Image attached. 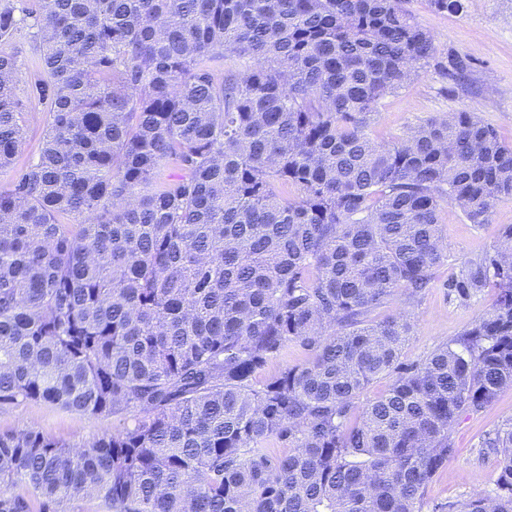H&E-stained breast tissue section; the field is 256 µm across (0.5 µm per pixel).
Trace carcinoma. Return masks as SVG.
<instances>
[{"mask_svg":"<svg viewBox=\"0 0 512 512\" xmlns=\"http://www.w3.org/2000/svg\"><path fill=\"white\" fill-rule=\"evenodd\" d=\"M407 2L0 0V171L23 28L49 115L0 192V409L132 420L0 432V512H421L454 422L512 387V225L448 279L461 303L498 290L455 340L405 364L414 317L371 315L448 259L442 205L482 225L512 196V147L471 112L373 137L427 67L466 79ZM292 342L309 358L257 380ZM479 448L496 490L445 508L512 512V421ZM131 420L105 416L68 413L43 402L0 410V432L17 429L25 424L36 425L44 433L70 443L90 439L103 430L121 429Z\"/></svg>","mask_w":512,"mask_h":512,"instance_id":"obj_1","label":"carcinoma"}]
</instances>
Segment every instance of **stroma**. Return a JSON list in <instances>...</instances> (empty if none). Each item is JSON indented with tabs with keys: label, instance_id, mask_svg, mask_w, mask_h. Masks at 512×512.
Here are the masks:
<instances>
[{
	"label": "stroma",
	"instance_id": "stroma-1",
	"mask_svg": "<svg viewBox=\"0 0 512 512\" xmlns=\"http://www.w3.org/2000/svg\"><path fill=\"white\" fill-rule=\"evenodd\" d=\"M409 8L415 20L433 35L441 56L467 63V85L457 87L438 70L427 69L382 100L371 126L373 136L387 140L428 117L464 111L493 125L502 140L512 145V0H468L466 11L458 15L436 12L428 0H411ZM14 46L18 50L20 86L27 99L26 138L14 167L0 172V192L11 189L20 172L36 159L47 120L36 90L39 74L29 35L19 33ZM440 222L448 244V260L435 280L418 299L407 300L400 292L375 312L382 318L406 311L415 318V332L402 352L407 363L425 358L436 347L460 336L494 304L497 291L493 288L466 303L453 301L448 296V279L457 272L463 258L488 249L500 229L512 224V196L496 202L488 224L468 223L458 208L448 204L441 209ZM510 419L512 388L504 390L481 412L456 420L451 436L457 453L428 484L422 512L495 489L499 460L496 455L480 452L478 441L483 432ZM26 424L75 443L106 429L123 428L125 422L112 416L68 413L43 402L0 410V432Z\"/></svg>",
	"mask_w": 512,
	"mask_h": 512
}]
</instances>
